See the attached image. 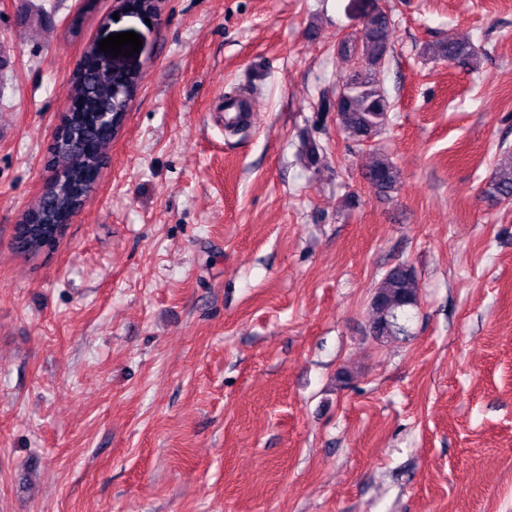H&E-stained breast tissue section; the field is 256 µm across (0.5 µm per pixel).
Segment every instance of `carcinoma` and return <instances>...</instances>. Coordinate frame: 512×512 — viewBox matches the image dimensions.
Masks as SVG:
<instances>
[{"label": "carcinoma", "instance_id": "carcinoma-1", "mask_svg": "<svg viewBox=\"0 0 512 512\" xmlns=\"http://www.w3.org/2000/svg\"><path fill=\"white\" fill-rule=\"evenodd\" d=\"M392 19L383 10L372 12L360 36L345 37L337 43L338 52L361 61V65L342 84L336 96L323 95L317 104L320 118L336 113V127L358 145L370 143L389 124L390 99L375 79V73L386 61L391 49ZM92 63L72 76L74 99L78 108L67 116L68 140L81 146L77 152H63L56 166L58 172L45 197L23 216L22 223L32 225L18 252L37 254L44 238L54 226L64 224L78 211L92 191L87 176L103 164L112 130L102 126L98 114L105 108H120L131 101L141 81L137 71L112 72L98 60L95 46L87 47ZM434 56L450 64L474 68L479 62L478 50L469 42L448 41L440 44ZM326 148L314 139H305L302 157L307 168L319 163ZM364 178L375 193H393L401 173L385 154L374 152L365 169ZM492 202L512 201V153L503 152L496 170L484 189ZM420 282L415 271L397 264L384 273L371 300V328L381 339H397L408 335L407 311L417 306Z\"/></svg>", "mask_w": 512, "mask_h": 512}]
</instances>
